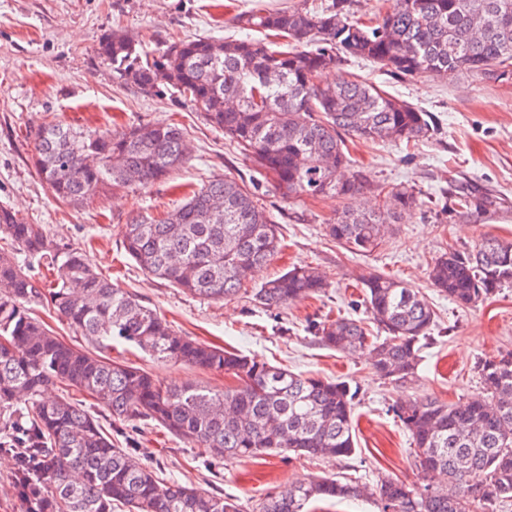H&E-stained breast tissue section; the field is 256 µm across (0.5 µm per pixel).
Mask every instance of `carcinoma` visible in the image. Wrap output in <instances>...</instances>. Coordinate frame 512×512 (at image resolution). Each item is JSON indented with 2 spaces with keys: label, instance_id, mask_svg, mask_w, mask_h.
<instances>
[{
  "label": "carcinoma",
  "instance_id": "carcinoma-1",
  "mask_svg": "<svg viewBox=\"0 0 512 512\" xmlns=\"http://www.w3.org/2000/svg\"><path fill=\"white\" fill-rule=\"evenodd\" d=\"M262 39L198 36L148 51L128 34L99 41V56L115 79L141 94L175 95L234 141L288 198L333 195L349 201L375 191L351 165L347 139L416 142L435 133L433 116L359 76L350 58L368 61L400 79L512 74V0H389L368 20L348 0L310 10L251 9L233 19ZM336 71V81L320 76ZM190 158L178 124L143 123L127 130L84 131L47 123L36 134L34 164L52 195L82 204L108 182L148 186ZM234 177L203 184L174 209L139 213L121 226L127 254L145 271L183 292L210 301L231 299L280 246L276 224L257 197ZM489 194L466 184L455 190L456 215L494 206ZM425 205L401 187L371 211L346 205L327 234L354 253L376 247L391 224ZM0 233L15 250L44 259L32 273L0 252V454L14 460L11 484L25 512H241L238 499L161 482L158 470L130 448H117L99 420L77 399L43 398L59 382L97 402L116 421L151 422L217 460L268 451L316 458L355 452L356 393L344 381L302 376L180 334L156 310L96 271L85 249L62 245L41 224L0 206ZM432 288L459 307H473L512 286V242L483 237L473 249L442 254L427 272ZM370 319L387 333L370 335L358 320L326 318L315 336L343 354L371 352L384 379L415 377L423 343L433 340V304L402 280L363 278ZM324 275L297 265L256 289L255 303L279 308L325 292ZM47 301L57 316L100 347L130 342L165 363L233 375L239 384L216 391L175 387L138 368L73 348L30 315ZM485 396L463 406L433 398L393 406L409 432L423 484L381 478L378 512H494L512 499V351L482 359ZM363 496L358 482L322 478L290 484L256 512H303L320 498Z\"/></svg>",
  "mask_w": 512,
  "mask_h": 512
}]
</instances>
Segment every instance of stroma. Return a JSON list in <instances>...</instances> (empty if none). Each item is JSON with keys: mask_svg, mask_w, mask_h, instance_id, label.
<instances>
[{"mask_svg": "<svg viewBox=\"0 0 512 512\" xmlns=\"http://www.w3.org/2000/svg\"><path fill=\"white\" fill-rule=\"evenodd\" d=\"M322 0H0V205L54 239L84 247L97 270L169 324L199 342L254 356L294 373L347 382L356 390L355 452L341 459L294 454L260 455L211 463L157 426L113 421L93 399L84 406L120 448L135 449L167 481L235 496L243 506L294 482L319 477L352 479L374 486L390 477L421 484L411 437L391 408L410 397L462 404L482 396L476 365L512 350V287L483 303L460 308L431 288L427 269L449 249L473 247L482 237L512 241V76L487 79L393 78L374 64L350 60L346 72L366 78L391 95L431 112L437 131L412 146L353 140L352 166L382 191L415 186L447 202L452 181L496 198L483 214L459 218L417 209L390 225L371 252L355 254L325 231L341 207L333 196L283 197L264 179L259 198L283 242L271 262L253 273L245 293L221 302L183 293L154 278L126 254L120 227L137 213L173 208L209 180L235 176L251 181V162L191 107L159 101L114 83L112 68L97 53L99 38L125 31L148 48L186 36L240 37L234 16L256 7L319 6ZM88 130H124L139 123L173 121L186 135L192 158L163 182L144 188L105 187L78 206L56 200L33 163L35 134L48 121ZM318 267L325 294L280 308H264L250 292L295 264ZM379 272L426 293L437 313L434 344L423 352L417 376L396 385L381 378L365 354L323 347L312 326L325 316L365 318L363 274ZM112 360L140 368L176 386L224 390L232 377L188 365H165L138 347L114 343Z\"/></svg>", "mask_w": 512, "mask_h": 512, "instance_id": "obj_1", "label": "stroma"}]
</instances>
